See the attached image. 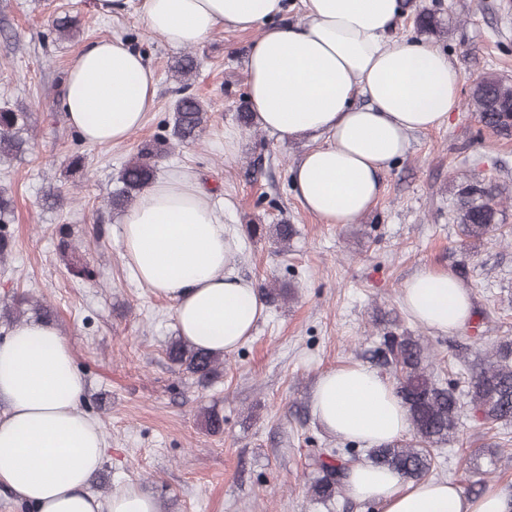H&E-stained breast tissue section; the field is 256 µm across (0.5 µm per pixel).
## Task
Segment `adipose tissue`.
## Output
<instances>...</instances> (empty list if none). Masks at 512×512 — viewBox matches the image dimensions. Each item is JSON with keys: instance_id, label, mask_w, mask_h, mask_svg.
Here are the masks:
<instances>
[{"instance_id": "obj_1", "label": "adipose tissue", "mask_w": 512, "mask_h": 512, "mask_svg": "<svg viewBox=\"0 0 512 512\" xmlns=\"http://www.w3.org/2000/svg\"><path fill=\"white\" fill-rule=\"evenodd\" d=\"M304 20L285 22L288 0H140L147 28L173 47L201 44L217 28L260 30L245 63L255 121L286 142L321 137L292 171L306 211L348 224L374 206L380 176L403 157L409 136L439 128L458 102L459 71L420 41L391 38L400 0H302ZM60 109L89 144L124 141L152 106L156 77L121 38L77 55ZM366 103L356 106L355 96ZM122 256L135 277L173 304L176 327L195 346L234 351L265 310L249 280L233 276L236 238L198 177L183 171L146 187L121 218ZM402 306L421 325L464 326L471 298L453 270L407 281ZM83 378L61 330L28 321L0 341V484L31 512H159L129 484L98 499L88 485L106 455L98 424L78 409ZM329 434L373 448L401 439L410 422L393 384L363 365L324 373L312 395ZM352 496L379 512H512L495 487L481 496L445 481L408 482L366 462L352 466Z\"/></svg>"}]
</instances>
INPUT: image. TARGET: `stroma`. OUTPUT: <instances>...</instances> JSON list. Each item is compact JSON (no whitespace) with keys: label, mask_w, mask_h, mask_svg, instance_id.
I'll return each instance as SVG.
<instances>
[{"label":"stroma","mask_w":512,"mask_h":512,"mask_svg":"<svg viewBox=\"0 0 512 512\" xmlns=\"http://www.w3.org/2000/svg\"><path fill=\"white\" fill-rule=\"evenodd\" d=\"M405 4L394 37L448 56L462 75L458 104L440 128L411 134L406 157L382 175L376 204L344 226L309 214L291 188V170L311 137L284 143L259 128L243 130L236 119L246 96L243 60L258 31L220 28L193 47L199 67L191 90L205 102L208 121L193 145L159 162V173L190 170L213 189L240 238L234 274L259 286L276 279L295 292L267 307L252 335L225 354L222 376L203 385L168 360L166 347L177 337L173 306L125 264L120 216L106 204L140 144L167 131L179 49L146 28L133 2L104 15L95 0H0V106L33 115L29 151L0 162V192L16 206L12 249L0 261V308L25 293L53 310L85 380L78 407L105 438L109 489L138 485L159 501L160 512H371L340 497L324 504L308 492L319 449L342 444L313 416L318 377L354 364L391 376L373 355L387 327L431 345L430 368L444 383L464 379L477 356L512 338V237L493 236L473 250L455 221L459 185L486 179L500 185L503 222L512 229V140L485 131L468 105L479 76L512 84V0ZM423 9L441 19L440 33L417 28ZM65 11L78 27L64 40L51 22ZM112 37L144 55L156 74V97L129 138L91 145L58 102L75 56ZM228 133L235 138L229 154ZM76 153L85 167L72 176L67 165ZM53 189L65 202L52 210L44 198ZM283 223L298 230L284 251L265 233ZM64 225L78 255L94 265L95 280L68 276L58 250ZM426 268L455 271L470 292L471 315L457 331L424 327L400 302L404 284ZM211 408L224 417L218 435L201 424ZM436 464L433 479L466 489L484 471L500 490L511 489L512 425L489 431L462 412L459 433L439 447Z\"/></svg>","instance_id":"stroma-1"}]
</instances>
